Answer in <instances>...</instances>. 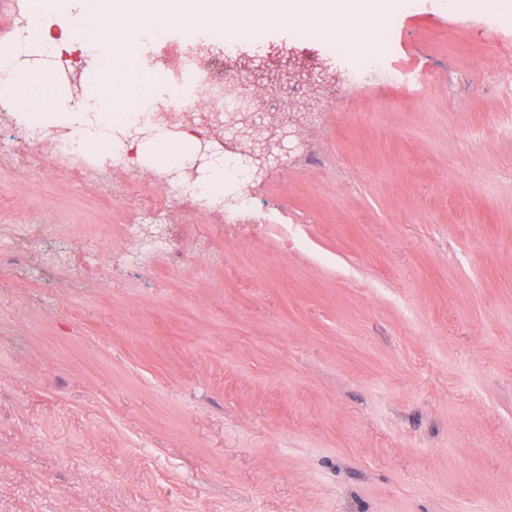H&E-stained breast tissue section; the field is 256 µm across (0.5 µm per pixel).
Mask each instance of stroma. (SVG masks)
Segmentation results:
<instances>
[{
    "instance_id": "35a3bbf8",
    "label": "stroma",
    "mask_w": 512,
    "mask_h": 512,
    "mask_svg": "<svg viewBox=\"0 0 512 512\" xmlns=\"http://www.w3.org/2000/svg\"><path fill=\"white\" fill-rule=\"evenodd\" d=\"M413 0L334 81L252 219L172 205L179 266L125 248L154 169L24 166L0 140V512H512V25ZM288 214V235L262 217ZM68 227L58 239L55 225Z\"/></svg>"
}]
</instances>
